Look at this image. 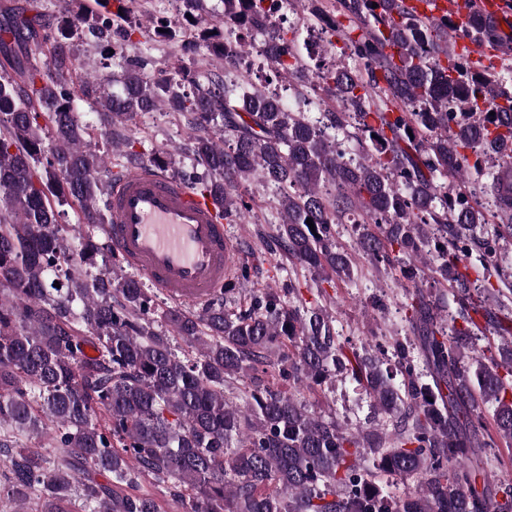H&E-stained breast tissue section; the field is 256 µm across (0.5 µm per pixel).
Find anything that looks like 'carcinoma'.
Segmentation results:
<instances>
[{
    "label": "carcinoma",
    "mask_w": 512,
    "mask_h": 512,
    "mask_svg": "<svg viewBox=\"0 0 512 512\" xmlns=\"http://www.w3.org/2000/svg\"><path fill=\"white\" fill-rule=\"evenodd\" d=\"M131 2L83 6L92 15L115 6L97 35L101 52L112 49L104 29L125 21ZM220 2L214 23L206 0H182L209 56L227 68L235 36L261 33L274 76L298 95L316 81L332 104L313 119L247 80L231 89L214 70L187 93L129 67L116 75L120 91L99 78L85 93L104 134L135 115H188L206 170L190 184L233 224L251 211L236 193L242 181L274 186L280 246L327 283L355 266L334 225L347 214L377 225L356 252L373 264L412 260L404 308L413 339L348 355L324 307L274 288L236 314L220 298L198 313L155 308L91 233L108 208L101 172L140 154L126 141L110 168L88 150L66 64L43 69L39 55L74 26L64 8L42 32L18 26L12 44L0 42V449L18 435L34 442L0 475V499L17 512L29 503L33 512H158L152 495L127 493L146 475L157 487H190L180 512H512V479L492 475L482 453L488 439L512 449V337L495 354L471 334L479 312L499 322L503 291L491 277L509 286L496 257L500 242L512 244V197L498 189L512 184V154L491 172L485 163L512 144V65L455 52L466 39L512 54V19L474 8L461 29L408 0H328L332 9L312 16L343 41L344 62L322 68L270 22L297 0ZM485 176L507 223L478 239L489 213L466 184ZM63 204L86 227L76 248L59 223ZM173 336L194 353H176ZM269 367L297 391L344 374L369 397L372 426L313 416L259 377L244 406L226 398L236 377ZM383 474L401 479L403 495Z\"/></svg>",
    "instance_id": "obj_1"
}]
</instances>
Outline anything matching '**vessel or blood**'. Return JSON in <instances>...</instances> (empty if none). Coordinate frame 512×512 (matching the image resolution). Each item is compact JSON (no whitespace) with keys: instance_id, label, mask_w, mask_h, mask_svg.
<instances>
[{"instance_id":"b4317fda","label":"vessel or blood","mask_w":512,"mask_h":512,"mask_svg":"<svg viewBox=\"0 0 512 512\" xmlns=\"http://www.w3.org/2000/svg\"><path fill=\"white\" fill-rule=\"evenodd\" d=\"M418 13L452 12L466 23L471 7L499 18L504 0H410ZM103 233L115 258L174 303L206 306L237 271L239 249L226 234L212 198L180 179L142 164L113 171Z\"/></svg>"}]
</instances>
